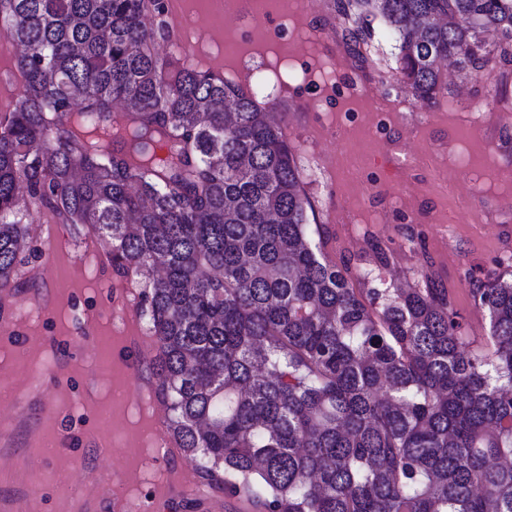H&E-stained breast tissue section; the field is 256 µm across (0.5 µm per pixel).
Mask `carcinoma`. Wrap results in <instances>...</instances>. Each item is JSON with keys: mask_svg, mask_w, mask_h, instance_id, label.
Masks as SVG:
<instances>
[{"mask_svg": "<svg viewBox=\"0 0 512 512\" xmlns=\"http://www.w3.org/2000/svg\"><path fill=\"white\" fill-rule=\"evenodd\" d=\"M156 11L0 0L24 48L22 95L0 113V288L31 250L25 198L90 227L117 274L161 272L141 299L170 438L257 512H512V279L469 282L476 340L432 278L370 287L329 259L283 128L161 55ZM366 11L427 102L445 60L476 80L512 62V0H340L354 53Z\"/></svg>", "mask_w": 512, "mask_h": 512, "instance_id": "carcinoma-1", "label": "carcinoma"}]
</instances>
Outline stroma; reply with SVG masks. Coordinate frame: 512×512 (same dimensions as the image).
<instances>
[{
	"label": "stroma",
	"mask_w": 512,
	"mask_h": 512,
	"mask_svg": "<svg viewBox=\"0 0 512 512\" xmlns=\"http://www.w3.org/2000/svg\"><path fill=\"white\" fill-rule=\"evenodd\" d=\"M334 4L308 17L242 19L223 36L169 40L158 24L160 52L180 64L211 71L277 109L314 205L309 221L323 225L325 251L336 263L373 268V247L389 255L382 276L402 287L435 272L455 295L470 335L486 321L467 293L470 278L512 265V221L496 204L512 197V62L502 61L482 81L458 74L470 97L445 87L436 104L417 99L396 73L394 41L380 18L366 55L345 51L330 34ZM261 29L264 41L251 38ZM310 39L307 55H284L279 45ZM237 40V56L224 42ZM384 74L363 89L362 74ZM36 251L25 255L15 284L0 288V512H251L222 490L198 480L200 459L173 450L160 458L167 411L153 385L150 362L138 359L120 377L101 369L99 344L122 364L134 322L146 348L157 352L141 304L140 277L117 275L91 230L75 233L46 213ZM63 255L68 280L33 273ZM140 437L139 455L122 447L126 433ZM189 470L192 484L159 493L163 471Z\"/></svg>",
	"instance_id": "1"
}]
</instances>
